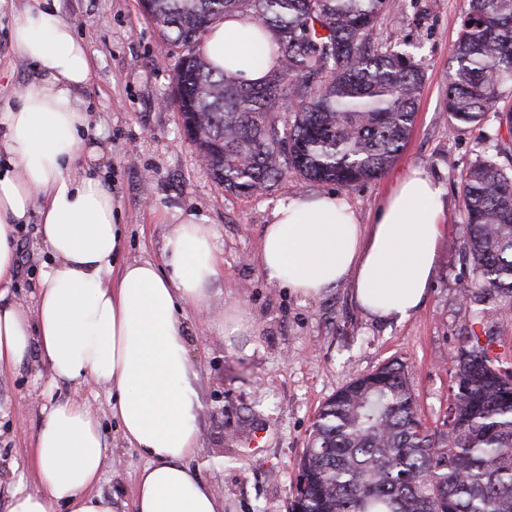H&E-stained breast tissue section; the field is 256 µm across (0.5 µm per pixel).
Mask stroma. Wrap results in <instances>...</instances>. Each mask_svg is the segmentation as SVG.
I'll list each match as a JSON object with an SVG mask.
<instances>
[{"label": "stroma", "instance_id": "1", "mask_svg": "<svg viewBox=\"0 0 512 512\" xmlns=\"http://www.w3.org/2000/svg\"><path fill=\"white\" fill-rule=\"evenodd\" d=\"M404 3L383 15L377 34L380 41L406 45L424 72L412 131L384 174L340 193L367 224L395 180L409 167H423L445 189L448 231L424 306L404 323L378 324L359 308L349 284L304 299L263 277L262 231L275 205L296 193L319 192L320 186L291 174L258 195L224 191L188 145L172 100L183 48L160 33L139 0H58L95 62V77L82 96L104 136L97 164L121 209V261H160L165 237L182 214H195L218 230L224 270L210 285L205 312H188L185 325L203 406L199 448L189 464L213 487L221 512H290L298 463L319 410L351 378L385 363L405 365L428 427L445 420L448 358L470 328L459 290L474 276L465 249L461 184L478 161L512 168V140L493 113L476 126H448L449 66L465 0ZM24 5L0 0L1 110L15 104L32 76L12 43ZM38 228L39 214L30 212L17 242L24 257L13 299L28 305L45 250ZM236 305L250 312L252 327L232 345H220L211 326ZM71 394L68 385L52 384L34 357L0 378V512L8 510L9 489L36 488L32 448L42 408ZM83 395L97 412L106 448L97 489L111 496L114 512H134L137 476L146 460L124 439L109 392L89 387Z\"/></svg>", "mask_w": 512, "mask_h": 512}]
</instances>
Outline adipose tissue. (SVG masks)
<instances>
[{
  "label": "adipose tissue",
  "instance_id": "1",
  "mask_svg": "<svg viewBox=\"0 0 512 512\" xmlns=\"http://www.w3.org/2000/svg\"><path fill=\"white\" fill-rule=\"evenodd\" d=\"M254 24L227 15L201 51L257 84L277 64L253 38ZM33 65L17 103L0 113V376L31 356L73 395L44 410L33 448L40 488L10 491L8 512H113L97 492L105 448L89 382L114 396L125 440L147 459L136 512H219L214 490L187 464L200 440L202 404L188 356L187 309L203 311L222 271L215 225L188 215L168 233L163 261L118 264L120 207L99 169L75 167L102 153L91 142L82 89L93 57L57 0H27L12 30ZM443 186L422 168L399 179L372 223H360L335 192L279 201L263 228L260 268L270 283L317 298L352 281L359 306L378 322L402 323L423 305L447 230ZM39 206L44 262L33 306L10 300L20 224Z\"/></svg>",
  "mask_w": 512,
  "mask_h": 512
}]
</instances>
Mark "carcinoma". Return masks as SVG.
Segmentation results:
<instances>
[{
	"label": "carcinoma",
	"instance_id": "obj_1",
	"mask_svg": "<svg viewBox=\"0 0 512 512\" xmlns=\"http://www.w3.org/2000/svg\"><path fill=\"white\" fill-rule=\"evenodd\" d=\"M164 36L186 47L175 67L179 112L202 129L214 180L258 194L293 170L317 184L367 182L394 162L411 131L424 81L395 44L374 40L392 0H142ZM230 13L272 33L278 66L248 84L196 52ZM446 108L477 124L512 109V0H468ZM293 112L281 123L284 107ZM466 248L475 278L460 288L472 325L512 312V174L473 164L464 177ZM487 298L493 308H473ZM496 341L470 329L451 356L443 429L423 425L403 364L352 379L322 406L299 463V512H512V368Z\"/></svg>",
	"mask_w": 512,
	"mask_h": 512
}]
</instances>
